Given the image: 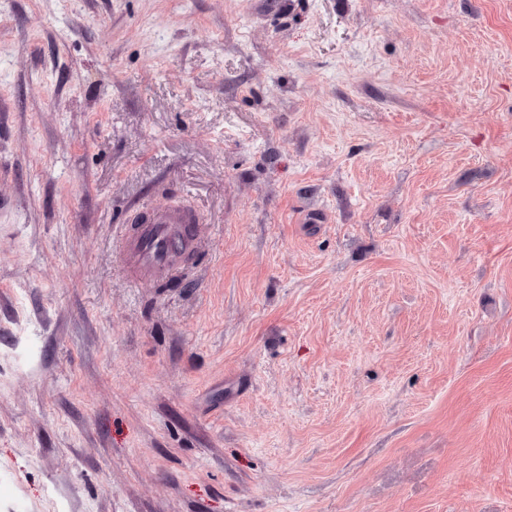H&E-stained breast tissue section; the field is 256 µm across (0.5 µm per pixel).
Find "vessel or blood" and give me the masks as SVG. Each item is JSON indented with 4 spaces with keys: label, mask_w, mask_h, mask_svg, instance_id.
<instances>
[{
    "label": "vessel or blood",
    "mask_w": 512,
    "mask_h": 512,
    "mask_svg": "<svg viewBox=\"0 0 512 512\" xmlns=\"http://www.w3.org/2000/svg\"><path fill=\"white\" fill-rule=\"evenodd\" d=\"M195 217L185 210H161L150 216L148 224L123 247L126 271L130 277H166L177 271L178 250H191L198 244L197 237L175 239L172 227L194 223Z\"/></svg>",
    "instance_id": "b4317fda"
}]
</instances>
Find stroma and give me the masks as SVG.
<instances>
[{
	"mask_svg": "<svg viewBox=\"0 0 512 512\" xmlns=\"http://www.w3.org/2000/svg\"><path fill=\"white\" fill-rule=\"evenodd\" d=\"M0 512H512V0H0ZM145 218L150 223L142 225L123 247L126 271L131 278L172 276L177 271V248L192 250L198 239L196 235L175 239L171 224H194L195 217L185 210L170 209Z\"/></svg>",
	"mask_w": 512,
	"mask_h": 512,
	"instance_id": "obj_1",
	"label": "stroma"
}]
</instances>
